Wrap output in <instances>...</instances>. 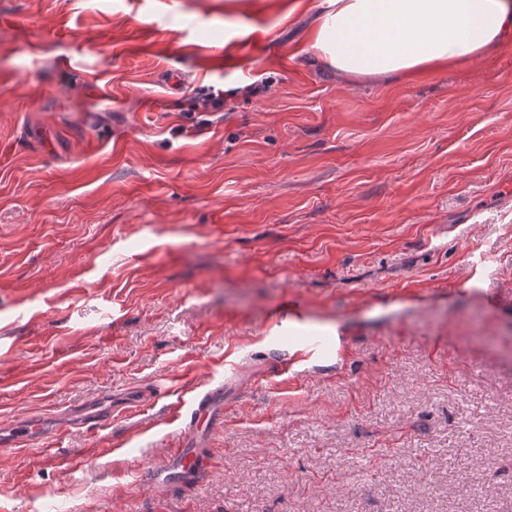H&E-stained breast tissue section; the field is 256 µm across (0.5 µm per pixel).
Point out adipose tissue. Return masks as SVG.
<instances>
[{
  "label": "adipose tissue",
  "instance_id": "adipose-tissue-1",
  "mask_svg": "<svg viewBox=\"0 0 512 512\" xmlns=\"http://www.w3.org/2000/svg\"><path fill=\"white\" fill-rule=\"evenodd\" d=\"M512 40V0H327L319 62L345 76L409 75Z\"/></svg>",
  "mask_w": 512,
  "mask_h": 512
}]
</instances>
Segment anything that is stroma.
<instances>
[{"mask_svg": "<svg viewBox=\"0 0 512 512\" xmlns=\"http://www.w3.org/2000/svg\"><path fill=\"white\" fill-rule=\"evenodd\" d=\"M324 8L0 0V512H512V41L347 78ZM223 396V387L219 386L203 394H196L191 399V410L189 421L187 423V435L185 444L192 443L193 434L196 428L210 420L214 407L221 401ZM107 402L108 400H94L88 405H81L78 410L81 423L99 425L108 422L112 418V409ZM42 432L40 417L30 416L17 423L11 434L10 446L13 448L26 449L32 445Z\"/></svg>", "mask_w": 512, "mask_h": 512, "instance_id": "1", "label": "stroma"}]
</instances>
